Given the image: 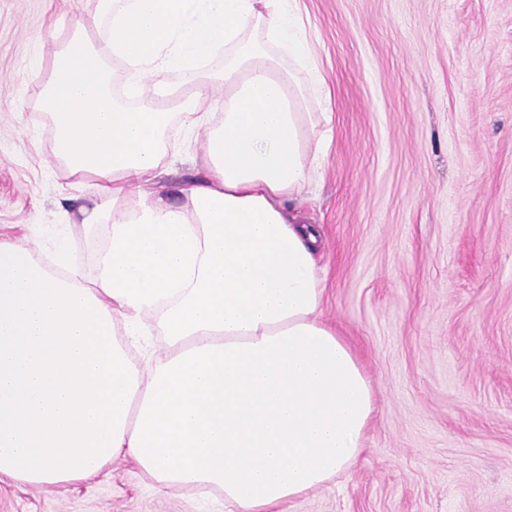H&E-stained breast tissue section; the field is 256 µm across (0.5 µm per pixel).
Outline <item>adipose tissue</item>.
<instances>
[{
  "mask_svg": "<svg viewBox=\"0 0 512 512\" xmlns=\"http://www.w3.org/2000/svg\"><path fill=\"white\" fill-rule=\"evenodd\" d=\"M91 2L35 103L107 245L90 288L62 232L46 263L0 241V478L79 483L130 457L161 486L221 489L228 512H272L357 461L375 407L322 317V229L297 210L331 140L309 103L329 88L297 0ZM175 124L204 139L177 204L155 187ZM146 317L164 343L138 362ZM201 108L202 112H208L206 129L221 126L224 119V92H209Z\"/></svg>",
  "mask_w": 512,
  "mask_h": 512,
  "instance_id": "adipose-tissue-1",
  "label": "adipose tissue"
}]
</instances>
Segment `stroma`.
<instances>
[{"mask_svg":"<svg viewBox=\"0 0 512 512\" xmlns=\"http://www.w3.org/2000/svg\"><path fill=\"white\" fill-rule=\"evenodd\" d=\"M80 0H0V239L47 254L69 216L86 284L105 225L32 103ZM330 88L332 142L300 202L321 225L323 318L375 394L365 449L276 512H512V0H299ZM171 202L201 141L174 134ZM0 512H224L129 457L77 485L0 481Z\"/></svg>","mask_w":512,"mask_h":512,"instance_id":"obj_1","label":"stroma"}]
</instances>
